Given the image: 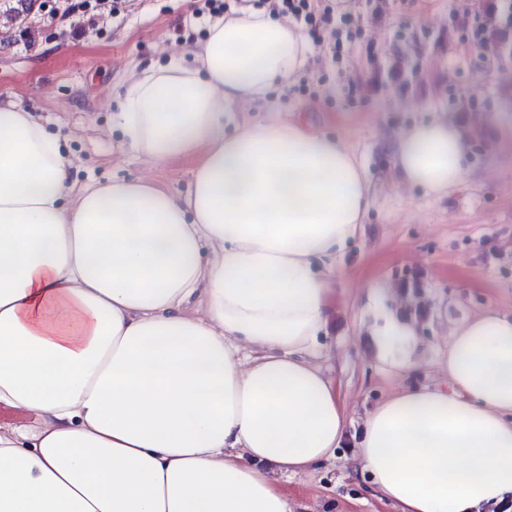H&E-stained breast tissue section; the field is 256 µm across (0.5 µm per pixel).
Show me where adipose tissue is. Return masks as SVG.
<instances>
[{"instance_id":"1","label":"adipose tissue","mask_w":512,"mask_h":512,"mask_svg":"<svg viewBox=\"0 0 512 512\" xmlns=\"http://www.w3.org/2000/svg\"><path fill=\"white\" fill-rule=\"evenodd\" d=\"M112 115L150 162L193 159L186 193L141 178L75 187L58 137L0 100V512H294L277 482L330 461L344 405L315 362L328 274L365 224L366 173L303 121L234 106L304 68L295 27L213 21ZM446 120L396 139L402 184L468 174ZM249 358H241V347ZM448 387L406 385L366 417L358 457L396 512L512 506V314L456 324Z\"/></svg>"}]
</instances>
